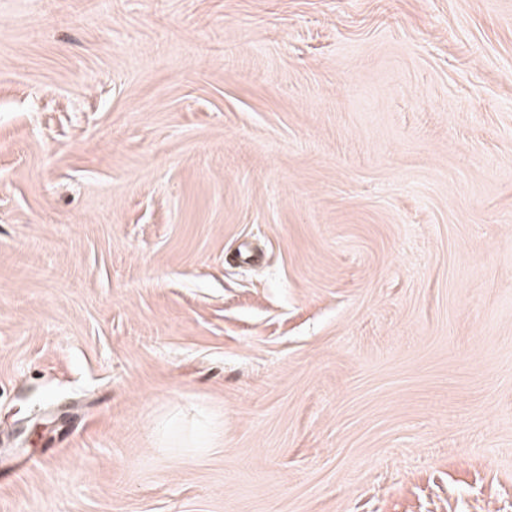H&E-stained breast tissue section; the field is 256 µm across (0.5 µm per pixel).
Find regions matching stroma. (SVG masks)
<instances>
[{
	"label": "stroma",
	"instance_id": "obj_1",
	"mask_svg": "<svg viewBox=\"0 0 512 512\" xmlns=\"http://www.w3.org/2000/svg\"><path fill=\"white\" fill-rule=\"evenodd\" d=\"M0 512H512V0H0Z\"/></svg>",
	"mask_w": 512,
	"mask_h": 512
}]
</instances>
